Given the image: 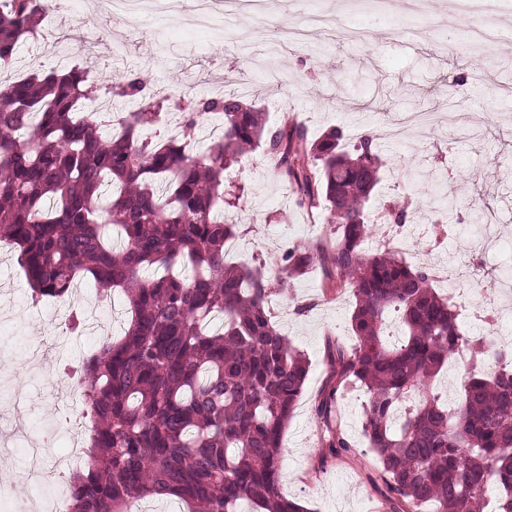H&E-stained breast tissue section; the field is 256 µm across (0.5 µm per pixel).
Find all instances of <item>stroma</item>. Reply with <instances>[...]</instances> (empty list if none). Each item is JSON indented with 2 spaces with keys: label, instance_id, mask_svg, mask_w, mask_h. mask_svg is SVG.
<instances>
[{
  "label": "stroma",
  "instance_id": "obj_1",
  "mask_svg": "<svg viewBox=\"0 0 512 512\" xmlns=\"http://www.w3.org/2000/svg\"><path fill=\"white\" fill-rule=\"evenodd\" d=\"M197 6L198 0H181L143 35L94 0H74L69 14L42 25L41 33L46 50L60 53L70 66L89 51L106 52L111 42L124 44L125 63L99 71L94 87L144 76L151 94L166 99L175 124L182 121L174 107L183 94L244 98L271 125L289 109L310 138L338 127L347 147L369 129L403 124L402 138L381 142L380 182L367 213L385 201L410 198L408 219L423 230L400 250L408 262L429 248L435 263L468 260L512 278V40L473 44L469 33L476 20L458 11L455 0H422L415 9H381L370 0H272L264 16L232 13L207 27L187 22ZM316 14L324 30L312 31L303 43L289 42V30L309 28ZM71 28L101 39L91 47L56 41V33ZM224 182L243 189L233 210L241 230L234 261L256 254L274 258L301 242L334 239L324 212L295 206L263 150L225 170ZM438 221L459 226L460 234L434 242L428 228ZM17 256V248L0 244V350L10 360L0 372V414L22 423L27 435L0 437V448L8 449L10 465L23 468L30 441L65 427L47 444L43 463L50 469L70 451L71 436L83 431L58 405L70 382L64 366L81 363L105 337L120 339L127 305L118 291L99 297L88 276L77 279L72 297L33 302ZM478 286L472 278L436 289L452 294L463 329L483 334L487 325L472 316L481 300ZM285 287L270 304L274 322L306 357L309 373L285 432L280 489L309 512H390L363 436L366 390L352 383L341 393V427L353 446L342 457L330 456L329 425L314 412L331 375L328 342L356 343L350 326L354 297L332 287L318 267ZM74 307L93 320V328L67 332Z\"/></svg>",
  "mask_w": 512,
  "mask_h": 512
}]
</instances>
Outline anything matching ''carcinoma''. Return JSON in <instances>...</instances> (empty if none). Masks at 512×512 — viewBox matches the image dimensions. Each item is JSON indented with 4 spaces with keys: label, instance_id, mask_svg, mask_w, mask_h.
I'll return each instance as SVG.
<instances>
[{
    "label": "carcinoma",
    "instance_id": "cac0c4a2",
    "mask_svg": "<svg viewBox=\"0 0 512 512\" xmlns=\"http://www.w3.org/2000/svg\"><path fill=\"white\" fill-rule=\"evenodd\" d=\"M42 0L0 6V64L34 38L47 18ZM82 67L29 73L0 86V242L19 248L32 298H62L89 274L103 293L120 288L131 314L119 342L105 340L79 380L93 427L88 461L68 478V512H133L143 498L176 496L189 512H306L279 490L281 448L303 393L308 364L273 324L270 298L285 279L321 265L355 297L357 344L328 345L336 384L316 406L329 417L340 387L369 395L364 436L391 512H485L496 482V512H512V346L487 334L464 338L456 304L432 286L431 268L395 251L367 255L365 209L379 182L377 134L346 150L336 128L311 141L304 125L234 96L188 98L181 138L140 139L160 100L143 98V76L115 86L139 100L122 120L82 112ZM223 117L202 155L190 145L200 118ZM263 147L300 208L327 204L330 246L284 250L271 267L225 260L239 224L217 219L236 203L224 170ZM164 274L146 278L149 268ZM176 267H189L182 278ZM397 315L403 340L383 327ZM224 318L218 329L208 318ZM469 354L454 416L433 393L450 358ZM326 447L351 452L341 430Z\"/></svg>",
    "mask_w": 512,
    "mask_h": 512
}]
</instances>
